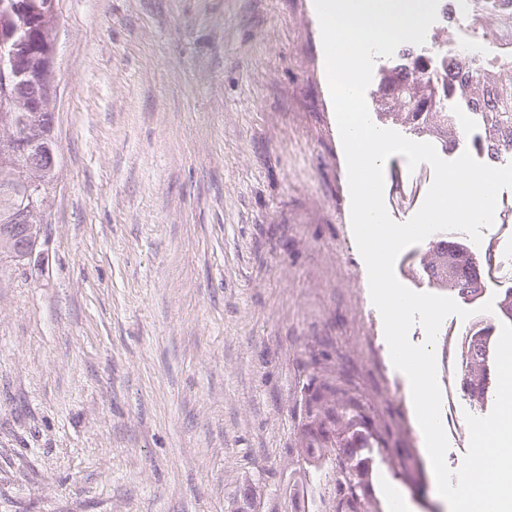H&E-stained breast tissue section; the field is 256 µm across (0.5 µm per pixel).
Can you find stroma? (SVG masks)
<instances>
[{
	"instance_id": "stroma-1",
	"label": "stroma",
	"mask_w": 512,
	"mask_h": 512,
	"mask_svg": "<svg viewBox=\"0 0 512 512\" xmlns=\"http://www.w3.org/2000/svg\"><path fill=\"white\" fill-rule=\"evenodd\" d=\"M55 178L0 261V512H297L316 338L448 512L350 217L314 0H57ZM404 456L406 469L392 466ZM14 205L15 202L12 201L2 208L1 202L0 242L5 241V239L14 240L17 238L13 242L17 243L21 234L24 238L22 243L5 248L0 254V259L1 261L3 259L8 260V262H11L16 267H23L30 263L35 254L40 240L41 224H31V222H35L31 213L28 214L30 224H26L24 220L18 219L20 214L17 213ZM21 224H24V226H21ZM21 228H24V231Z\"/></svg>"
}]
</instances>
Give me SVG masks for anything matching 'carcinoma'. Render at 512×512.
Instances as JSON below:
<instances>
[{"label": "carcinoma", "instance_id": "carcinoma-1", "mask_svg": "<svg viewBox=\"0 0 512 512\" xmlns=\"http://www.w3.org/2000/svg\"><path fill=\"white\" fill-rule=\"evenodd\" d=\"M56 0H0V42L13 47L12 56L0 74V177L11 171L18 155L26 154L27 176L42 184L54 179L51 162L52 74L57 23ZM423 64L396 62L385 68L378 93L385 114L400 120L399 126L412 138L426 135L448 146V128L457 127L447 101H464L492 138L490 155L498 160L512 157L502 147L512 144V77L474 66L458 59L448 73V84L422 72ZM15 202L0 209V242L20 238L23 232ZM465 359L482 365L479 388L486 390L490 373L487 337L471 341ZM303 417L298 436V454L306 457L317 473L324 472L326 452H336L331 468L341 512H363L366 486L363 474L370 456L358 452L371 448L367 418L351 389L337 382L336 373L318 371L302 386Z\"/></svg>", "mask_w": 512, "mask_h": 512}]
</instances>
